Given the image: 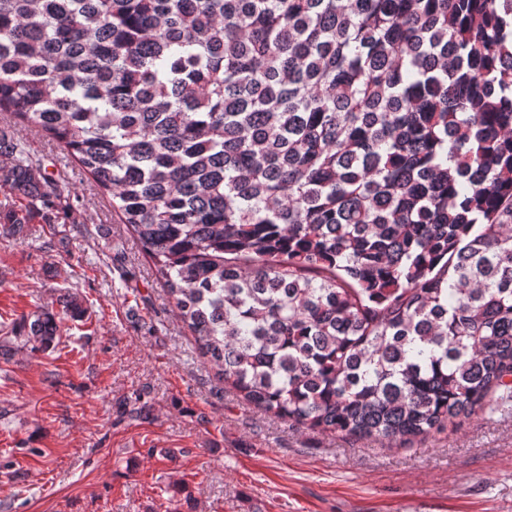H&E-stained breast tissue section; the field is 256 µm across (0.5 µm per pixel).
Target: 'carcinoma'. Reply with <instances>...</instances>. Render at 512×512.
<instances>
[{"mask_svg":"<svg viewBox=\"0 0 512 512\" xmlns=\"http://www.w3.org/2000/svg\"><path fill=\"white\" fill-rule=\"evenodd\" d=\"M0 112L111 197L254 407L406 445L512 397V0H0ZM0 186V237L65 246L69 190L1 133ZM57 303L0 358L85 316Z\"/></svg>","mask_w":512,"mask_h":512,"instance_id":"carcinoma-1","label":"carcinoma"}]
</instances>
